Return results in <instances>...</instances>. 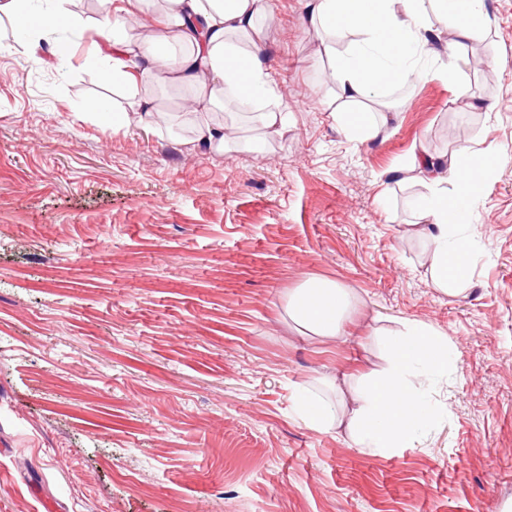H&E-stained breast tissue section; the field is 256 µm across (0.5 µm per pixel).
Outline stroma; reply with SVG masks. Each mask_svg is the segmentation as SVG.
<instances>
[{"label":"stroma","instance_id":"stroma-1","mask_svg":"<svg viewBox=\"0 0 512 512\" xmlns=\"http://www.w3.org/2000/svg\"><path fill=\"white\" fill-rule=\"evenodd\" d=\"M37 47L0 22V512H505L512 505V0H485L501 57L413 84L374 138L349 132L302 0H265L263 137L195 144L185 91L102 83L107 0ZM465 83L471 106L455 98ZM126 113L115 130L91 113ZM168 117L144 119L143 99ZM491 155L467 206L472 272L434 287L414 234L417 145ZM351 288L344 336L298 335L307 279ZM448 338L421 445L368 452L294 415L297 386L384 371L406 323Z\"/></svg>","mask_w":512,"mask_h":512}]
</instances>
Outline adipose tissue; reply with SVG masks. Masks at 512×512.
<instances>
[{
	"label": "adipose tissue",
	"mask_w": 512,
	"mask_h": 512,
	"mask_svg": "<svg viewBox=\"0 0 512 512\" xmlns=\"http://www.w3.org/2000/svg\"><path fill=\"white\" fill-rule=\"evenodd\" d=\"M305 0L312 24L323 31V54L332 59L329 79L339 98L351 110L345 125L366 137L378 136L387 118L358 111L357 106L383 97L388 86L426 77L455 78L469 64L472 42L484 44V61L495 65L497 44L489 40L483 0ZM152 5L154 13L177 27L178 41L166 33L144 40L134 33L135 10ZM262 0H127L115 7L114 23L120 34L112 41L103 82L129 84L133 77L163 78L189 91L188 101L197 110L223 102L224 91L264 96L273 78L260 58L261 45L251 37ZM356 32L362 39L346 57L336 55L337 31ZM445 41V52L434 49ZM413 167L427 181L432 198L422 210L428 263L436 288L448 290L468 279L469 246L448 223V198L461 196L482 182L490 162L479 150L469 151L462 167L443 168L441 158L416 148ZM354 302L351 289L326 278H313L288 298V317L302 331L322 339L343 336L345 316ZM393 357L385 373L372 377L351 394L337 392L327 398L301 387L294 406L310 427L326 431L345 427L355 447L364 450L412 448L424 409V378L448 368V341L435 330L407 325L391 341Z\"/></svg>",
	"instance_id": "ef3b65f1"
}]
</instances>
